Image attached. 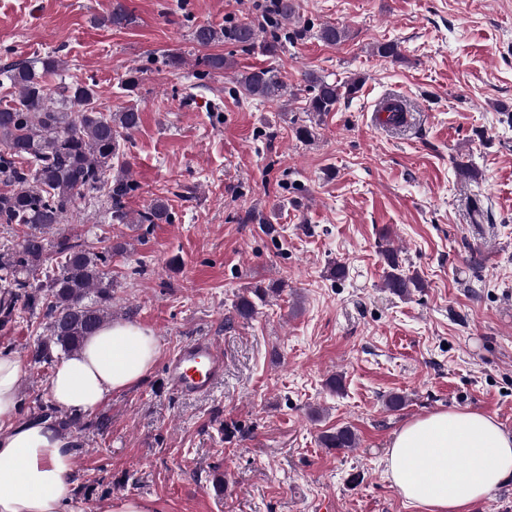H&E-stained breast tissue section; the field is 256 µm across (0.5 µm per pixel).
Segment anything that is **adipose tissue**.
<instances>
[{
  "mask_svg": "<svg viewBox=\"0 0 512 512\" xmlns=\"http://www.w3.org/2000/svg\"><path fill=\"white\" fill-rule=\"evenodd\" d=\"M159 354L153 333L114 321L62 359L49 379L56 407L89 413L137 385ZM20 360L0 353V512H80L75 444L53 417L21 418ZM386 474L417 512H469L512 477V431L470 410L440 411L395 432Z\"/></svg>",
  "mask_w": 512,
  "mask_h": 512,
  "instance_id": "ef3b65f1",
  "label": "adipose tissue"
}]
</instances>
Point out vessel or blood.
Segmentation results:
<instances>
[{
  "label": "vessel or blood",
  "mask_w": 512,
  "mask_h": 512,
  "mask_svg": "<svg viewBox=\"0 0 512 512\" xmlns=\"http://www.w3.org/2000/svg\"><path fill=\"white\" fill-rule=\"evenodd\" d=\"M223 375L224 352L208 337L183 345L167 363L171 388L186 396L209 394Z\"/></svg>",
  "instance_id": "b4317fda"
}]
</instances>
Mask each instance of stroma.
I'll list each match as a JSON object with an SVG mask.
<instances>
[{"label": "stroma", "instance_id": "1", "mask_svg": "<svg viewBox=\"0 0 512 512\" xmlns=\"http://www.w3.org/2000/svg\"><path fill=\"white\" fill-rule=\"evenodd\" d=\"M115 1L0 0V66L52 54L59 79L96 82L103 112L138 107L125 205L134 214L162 196L173 213L113 224L97 197L61 227L93 247L125 244L110 266L112 316L159 343L138 385L92 413H57L76 442L83 512L121 497L156 512H412L386 475L404 423L469 409L512 430V0H298V26H345L350 39L308 35L275 58L215 45L228 66L204 88L192 29L253 16L254 0H123L134 22L121 29L106 22ZM383 41L401 59L376 55ZM171 52L182 63L167 64ZM267 66L287 75V106L238 96L236 76ZM306 71L361 81L311 142L293 132L310 120ZM395 95L404 123L372 122ZM385 237L423 281L410 297L383 286ZM274 280L282 293L234 318L238 296ZM44 331L29 313L0 328V352L23 364L24 417L54 368L32 360ZM200 337L221 345L224 378L188 398L166 364ZM340 426L357 448L321 446Z\"/></svg>", "mask_w": 512, "mask_h": 512}]
</instances>
